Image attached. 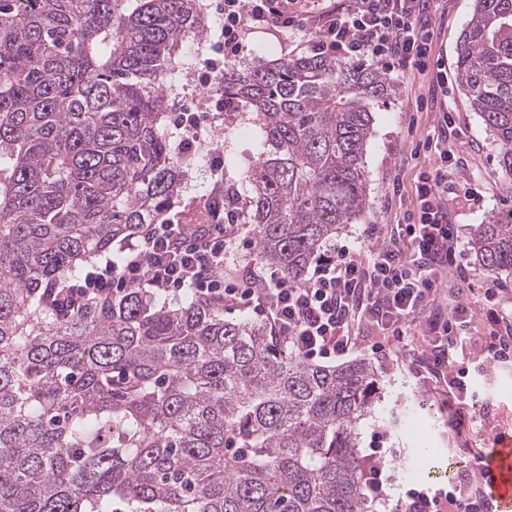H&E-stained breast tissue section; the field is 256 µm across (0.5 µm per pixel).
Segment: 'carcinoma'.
Here are the masks:
<instances>
[{
	"mask_svg": "<svg viewBox=\"0 0 512 512\" xmlns=\"http://www.w3.org/2000/svg\"><path fill=\"white\" fill-rule=\"evenodd\" d=\"M196 0H0V512H372L369 362L271 346L188 291L129 287L64 308L89 258L155 224L179 170L162 79ZM455 79L512 180V0H475ZM386 73L310 54L224 73L263 151L247 173L255 257L298 282L367 205ZM480 269L512 273V209L476 224Z\"/></svg>",
	"mask_w": 512,
	"mask_h": 512,
	"instance_id": "1",
	"label": "carcinoma"
}]
</instances>
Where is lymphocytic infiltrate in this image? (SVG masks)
I'll use <instances>...</instances> for the list:
<instances>
[{
    "mask_svg": "<svg viewBox=\"0 0 512 512\" xmlns=\"http://www.w3.org/2000/svg\"><path fill=\"white\" fill-rule=\"evenodd\" d=\"M436 2L350 0L338 8L326 0H215L224 24L208 37L212 55L204 59L201 76L206 106H181L172 136L178 158L204 152L210 159L211 191L205 200L210 220L194 227L171 220L152 225L124 248L121 263L106 261L73 286L67 306L73 309L92 295L130 286L173 296L189 288L259 318L274 344L308 360L348 352L357 342L352 328L363 321L383 339L394 340L396 361H407L420 383L440 385L449 405L466 399L469 373L484 374L512 361V312L499 306L498 288L487 284L483 312L488 333L476 344L470 370L456 357L468 340L472 310L467 305L430 317L422 336L412 332L416 318L438 296L443 274L461 256L459 228L448 211V179L458 168L447 143L460 134L451 112H439L434 132L445 147L438 163L420 172L405 223L369 225L359 244L319 255L300 283L268 266L248 268L236 279L225 277L224 261L240 238L245 209L237 190L224 183V151L206 130L211 112L234 109L219 85L225 68L246 52L251 30H303L309 50L325 58L346 64L384 60L391 69L423 73L431 70ZM434 73L436 85L447 86V71ZM483 475L475 464L448 483L408 489L396 503L398 512H495L483 493Z\"/></svg>",
    "mask_w": 512,
    "mask_h": 512,
    "instance_id": "f902f5d3",
    "label": "lymphocytic infiltrate"
}]
</instances>
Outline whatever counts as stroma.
Wrapping results in <instances>:
<instances>
[{
  "label": "stroma",
  "instance_id": "35a3bbf8",
  "mask_svg": "<svg viewBox=\"0 0 512 512\" xmlns=\"http://www.w3.org/2000/svg\"><path fill=\"white\" fill-rule=\"evenodd\" d=\"M209 0H199L203 16V31L183 38L175 55L172 74L164 79L167 98L182 96L190 100L200 97L201 89L193 75L202 58L208 57L205 46L207 33L217 31L224 23L221 14L209 9ZM473 0H444L438 14V28L433 38V55L445 67H453L460 33L472 14ZM301 37L286 38L275 30H257L248 36V51L244 61L255 56L269 60L304 54ZM396 91L387 105L374 114L372 134L365 152V170L369 193L368 209L353 223L345 225L336 235V245L356 242L363 230L371 224H394L411 209L417 177L434 164L437 154L425 144L432 138L440 105H447L462 133L451 143L460 170L467 182L466 188L449 195L448 210L460 226L462 262L467 268L466 279L448 273L443 280L440 306L463 303L471 307L473 320L471 342L464 352H471L473 342L487 334L483 316L486 282L497 280L505 287L498 300L501 306L512 307V274L489 277L478 267L469 248L472 228L486 216L500 208L506 195L505 179L498 166L499 146L479 113L470 110L456 84L447 91L431 89L429 80L416 72L391 71L389 74ZM241 117L217 125L215 132L224 145L228 161L224 169L225 184L245 191L244 176L256 162L259 146L252 131L243 129ZM209 161L206 156H195L191 164L180 168L179 192L167 211V218L182 224L190 223L202 206L210 190ZM363 339L350 352V359L370 361L380 379L382 392L392 414L386 420L367 421L362 427V446H369L374 433L387 436L389 447L395 451V466L404 470L409 458L421 449H429V474L424 484H431L432 472L452 467L464 471L482 457L490 436L512 434V363L503 365L484 377H473L470 385L475 393L472 400L461 407L462 425L453 427L452 413L440 399L418 383L405 366L389 365L376 353L378 333L362 329Z\"/></svg>",
  "mask_w": 512,
  "mask_h": 512
}]
</instances>
